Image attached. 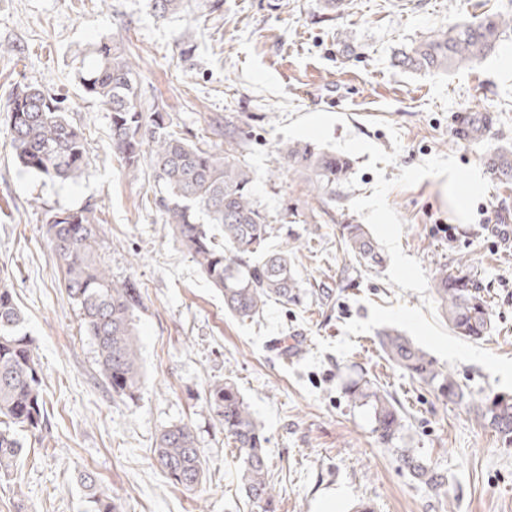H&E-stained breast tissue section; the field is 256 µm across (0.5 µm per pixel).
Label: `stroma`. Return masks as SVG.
<instances>
[{
	"label": "stroma",
	"instance_id": "1",
	"mask_svg": "<svg viewBox=\"0 0 512 512\" xmlns=\"http://www.w3.org/2000/svg\"><path fill=\"white\" fill-rule=\"evenodd\" d=\"M512 11V0H352L326 16L321 0H223L206 16L157 17L150 0H0V278L15 291L43 371L47 422L25 437L12 476L0 477V512H86L82 472L121 499L124 512H254L240 481L239 453L204 406L208 386L232 380L266 437L276 486L275 512H512V443L467 404H446L393 367L376 332L354 336L347 356L322 353L302 369L318 341L340 339L346 323L370 316V304L421 305L420 295L390 283L387 266L367 268L340 247V227L363 218L349 207L376 184L369 154L336 201L279 168L283 134L315 111L344 115L334 138L352 133L402 150L385 179L437 155L483 166L512 147V34L471 68L448 74L397 66L398 51L442 26L482 12ZM109 40L137 65L145 105L156 104L190 143L221 149L214 123L235 128L236 153L256 176L255 199L274 226L272 246L295 249L304 290L300 304L271 302L242 321L176 243L156 207L150 166L127 177L112 147L110 114L85 98L76 76L92 45ZM191 46L189 57L181 47ZM65 100L88 142V166L75 184L51 182L15 164L7 102L17 83ZM493 113L494 125L470 142L452 131L456 112ZM389 204L404 222L400 244L427 275L464 268L480 282L492 311L481 346L512 358V185L491 183L464 223L451 212L444 181L429 177L394 188ZM92 204L101 253L114 281L133 277L143 306L137 320L139 397L113 396L98 373L96 348L80 328L79 309L61 281L43 224L46 211ZM365 378L406 414L397 447L380 444L364 408L349 402L348 380ZM185 424L208 466L197 490L174 485L154 457L157 435ZM410 448L445 477L432 491L401 468Z\"/></svg>",
	"mask_w": 512,
	"mask_h": 512
}]
</instances>
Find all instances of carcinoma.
<instances>
[{
	"label": "carcinoma",
	"instance_id": "carcinoma-1",
	"mask_svg": "<svg viewBox=\"0 0 512 512\" xmlns=\"http://www.w3.org/2000/svg\"><path fill=\"white\" fill-rule=\"evenodd\" d=\"M161 17L190 8V0H152ZM512 32V14L476 16L444 27L400 50L398 66L412 72L435 73L472 66L493 54L503 35ZM94 63L78 74L83 94L111 112L112 146L124 171L136 177L149 155L156 180L166 195L156 200L173 239L213 287L224 293V309L242 321L259 315L272 300L296 303L301 283L293 251L266 249L274 227L254 199L256 176L227 141L224 151L203 149L168 130L166 113L143 110L138 74L130 58L112 42L91 49ZM10 146L16 164L42 178L76 183L87 166L86 138L67 116L64 101L43 88L19 84L7 106ZM494 175L512 183V149L497 150ZM278 163L304 172L313 188L328 201L351 170L349 157L288 143L278 149ZM95 208L50 210L45 233L60 262L62 281L79 307L81 327L96 345L100 377L121 400L138 398L141 388L137 312L142 308L138 282L113 281L98 253ZM342 242L365 267L384 258L362 224L343 225ZM434 294L451 331L470 341L483 339L492 328V313L482 286L461 270L439 267L432 280ZM14 291L0 280V474L10 475L23 450L22 433L42 431L46 419L42 369ZM388 361L429 387L446 403L459 404L469 394L454 375L412 338L396 329L379 333ZM345 395L370 408L377 440L390 445L405 429V414L396 399L369 381L349 380ZM207 409L239 450L241 482L257 512H271L275 487L269 479L266 438L254 413L230 381L215 382L205 396ZM476 417L504 439L512 438V397L498 395L472 402ZM155 457L174 484L193 491L202 484L206 460L186 424L164 429L156 439ZM399 461L411 476L432 490L445 485L443 474L423 458L404 449ZM88 490L87 512H121L118 499L97 488L91 473L83 475Z\"/></svg>",
	"mask_w": 512,
	"mask_h": 512
}]
</instances>
